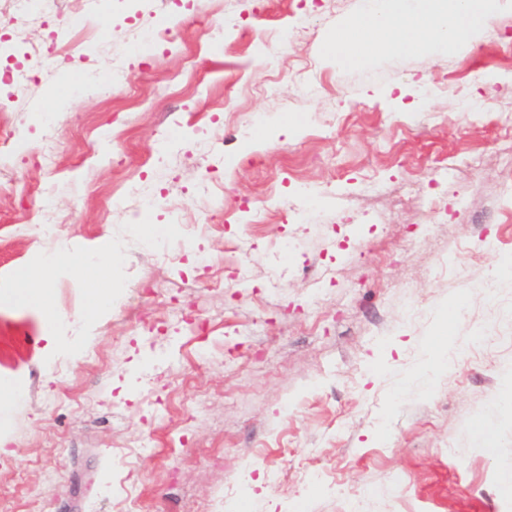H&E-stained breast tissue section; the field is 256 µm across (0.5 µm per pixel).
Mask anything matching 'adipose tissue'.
<instances>
[{"label":"adipose tissue","instance_id":"ef3b65f1","mask_svg":"<svg viewBox=\"0 0 512 512\" xmlns=\"http://www.w3.org/2000/svg\"><path fill=\"white\" fill-rule=\"evenodd\" d=\"M492 0H381L351 25L338 30L327 50L338 63L360 62L361 47L380 35L384 48L409 52L429 43L466 45L490 27ZM120 257L108 250L83 254L60 243L42 262L44 273L81 267L98 272L117 266Z\"/></svg>","mask_w":512,"mask_h":512}]
</instances>
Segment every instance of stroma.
I'll return each mask as SVG.
<instances>
[{"label":"stroma","mask_w":512,"mask_h":512,"mask_svg":"<svg viewBox=\"0 0 512 512\" xmlns=\"http://www.w3.org/2000/svg\"><path fill=\"white\" fill-rule=\"evenodd\" d=\"M366 6L0 0L9 512H512V0L466 45L340 65ZM43 224L117 252L111 310L75 269L66 330L18 303Z\"/></svg>","instance_id":"stroma-1"}]
</instances>
